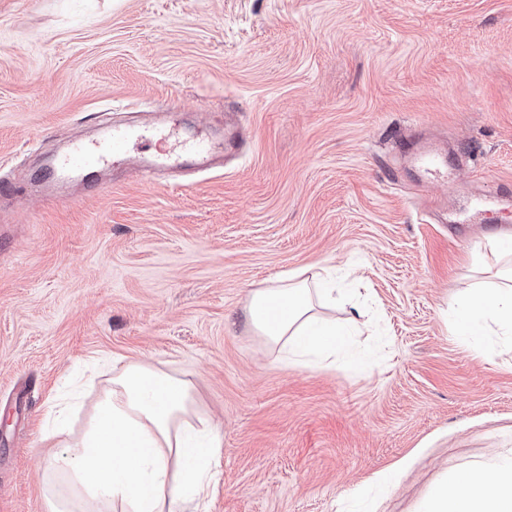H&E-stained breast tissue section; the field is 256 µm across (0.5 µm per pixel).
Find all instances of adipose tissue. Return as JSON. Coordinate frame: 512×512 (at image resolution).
Here are the masks:
<instances>
[{"label": "adipose tissue", "mask_w": 512, "mask_h": 512, "mask_svg": "<svg viewBox=\"0 0 512 512\" xmlns=\"http://www.w3.org/2000/svg\"><path fill=\"white\" fill-rule=\"evenodd\" d=\"M487 245L494 264L480 268L487 287L458 303L457 336L478 341L493 320L512 343V247L501 233ZM331 274L320 267L311 279L288 275L251 291L244 318L281 361L297 367L325 365L335 354L340 332L321 318L317 305L332 301ZM190 379L132 363L112 379L75 450L52 457L46 497L51 512H186L189 498L206 487L208 464L221 436L207 420L191 423ZM74 488L59 493V480ZM422 512H512V453L502 456L494 475L450 473L431 490Z\"/></svg>", "instance_id": "1"}]
</instances>
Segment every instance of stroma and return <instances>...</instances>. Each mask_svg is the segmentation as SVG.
I'll list each match as a JSON object with an SVG mask.
<instances>
[{"instance_id": "stroma-1", "label": "stroma", "mask_w": 512, "mask_h": 512, "mask_svg": "<svg viewBox=\"0 0 512 512\" xmlns=\"http://www.w3.org/2000/svg\"><path fill=\"white\" fill-rule=\"evenodd\" d=\"M129 101L250 141L167 182L138 141L95 196H29L42 154ZM402 134L446 141L447 182ZM1 180L0 512H47L48 460L133 362L192 375L221 433L200 512H420L512 451V351L452 321L489 257L472 203L512 184V0H0ZM314 266L356 333L294 369L243 311ZM400 146L407 154L421 180H448V150L441 144H429L415 150L411 149L410 140L403 137Z\"/></svg>"}]
</instances>
